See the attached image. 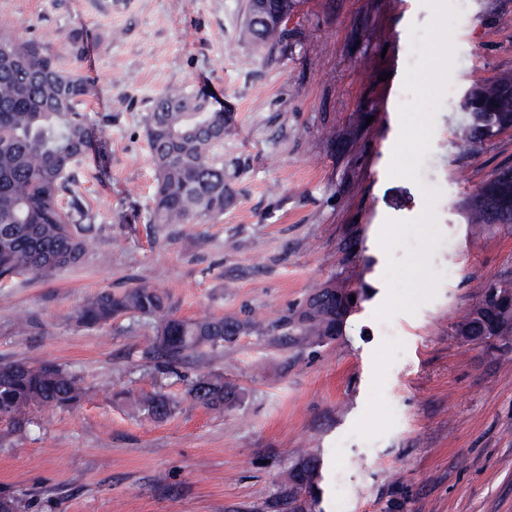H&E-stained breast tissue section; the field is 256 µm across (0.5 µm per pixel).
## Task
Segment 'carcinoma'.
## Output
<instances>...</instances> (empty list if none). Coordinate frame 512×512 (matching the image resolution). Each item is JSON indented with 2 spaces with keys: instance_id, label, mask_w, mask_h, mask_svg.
<instances>
[{
  "instance_id": "cac0c4a2",
  "label": "carcinoma",
  "mask_w": 512,
  "mask_h": 512,
  "mask_svg": "<svg viewBox=\"0 0 512 512\" xmlns=\"http://www.w3.org/2000/svg\"><path fill=\"white\" fill-rule=\"evenodd\" d=\"M245 41L269 54L286 43L285 24L269 15L266 0H246ZM90 83L76 70L58 68L40 44L0 34V280L24 274L52 277L76 264L95 248L92 211L74 189L73 170L95 150L108 157V142L89 124L86 109ZM468 123L461 138L480 143L512 129V76L504 75L472 88L465 99ZM225 113L215 98L184 85L167 87L146 118V136L156 184L150 210L152 224H214L233 202L224 166ZM474 231H512V166H502L466 202ZM332 284L311 296L288 318V335L300 342L335 338L351 303L338 305ZM512 295V277H490L480 285ZM133 312L153 321V350L171 369L188 353L234 339L249 324L222 317L185 320L174 314L168 295L146 284L121 294L103 292L76 313L85 324L106 322ZM455 335L471 344H489L509 336L496 348L512 351V304L476 302L454 325ZM79 379L51 361L0 363V421L22 430L38 406H72L83 397ZM189 399L224 410L238 400L236 387L221 373H206L188 390ZM132 407L154 420L168 418L178 404L161 393L131 400ZM319 474L318 460L298 454L283 480L292 492V512H307L309 493Z\"/></svg>"
}]
</instances>
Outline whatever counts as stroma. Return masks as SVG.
Masks as SVG:
<instances>
[{
    "label": "stroma",
    "instance_id": "35a3bbf8",
    "mask_svg": "<svg viewBox=\"0 0 512 512\" xmlns=\"http://www.w3.org/2000/svg\"><path fill=\"white\" fill-rule=\"evenodd\" d=\"M455 63L419 182L389 174L412 24L421 0H298L286 47L242 40L244 0H0V30L42 42L98 94L88 112L109 140V174L76 180L98 247L51 278L0 281V361L52 360L85 389L45 407L26 431L0 423V490L25 512H290L283 475L304 450L320 462L310 512H512V353L454 333L479 286L512 274V234H473L463 206L512 165V131L458 139L477 84L512 74V0H451ZM238 46L236 55L224 46ZM95 49L86 68L85 50ZM170 84L211 90L228 114L224 162L235 199L216 224L149 223L155 185L146 117ZM438 188L442 279L413 315L381 321L387 220L425 208ZM139 283L185 319L253 320L252 333L204 346L164 373L151 320L99 325L73 315L88 296ZM343 283L357 305L335 339L295 344L284 319L319 288ZM240 391L216 411L185 398L203 373ZM179 399L157 422L121 399Z\"/></svg>",
    "mask_w": 512,
    "mask_h": 512
}]
</instances>
